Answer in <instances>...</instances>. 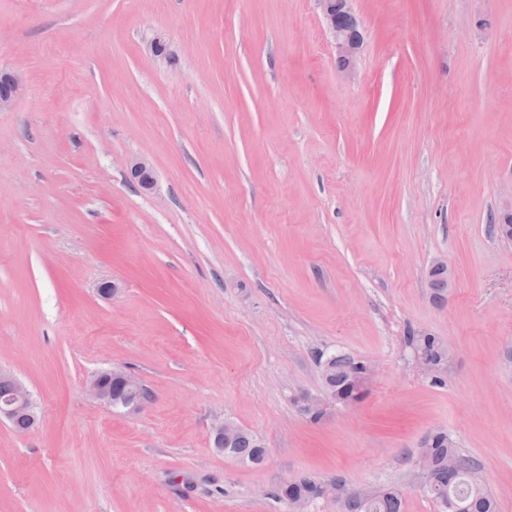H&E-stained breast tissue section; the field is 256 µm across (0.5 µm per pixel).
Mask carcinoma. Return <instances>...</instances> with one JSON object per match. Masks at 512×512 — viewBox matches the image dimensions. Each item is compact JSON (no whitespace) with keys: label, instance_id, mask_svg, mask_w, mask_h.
<instances>
[{"label":"carcinoma","instance_id":"carcinoma-1","mask_svg":"<svg viewBox=\"0 0 512 512\" xmlns=\"http://www.w3.org/2000/svg\"><path fill=\"white\" fill-rule=\"evenodd\" d=\"M428 282L433 300L445 301L448 297L445 275L433 270L428 273ZM404 344L422 353L436 366L430 378L431 382L439 383L448 363V345L437 336L411 329L404 336ZM316 362L323 390L332 401L348 406L364 398L369 381L367 361L343 353L321 352L316 355ZM418 454L427 458L429 466L423 471H413V475L441 512H498L495 496L482 481L479 464L461 452L448 431L439 429L428 434L421 442ZM224 456L259 464L264 459L265 449L253 434L243 428L237 434L224 438ZM332 484L336 485L338 493L349 487L341 477L324 480L302 476L282 485L277 496L288 501L292 509L297 502L309 504L323 498ZM344 506L348 512H402V495L394 486L372 488L363 498L349 496Z\"/></svg>","mask_w":512,"mask_h":512}]
</instances>
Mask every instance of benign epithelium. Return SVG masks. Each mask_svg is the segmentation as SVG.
I'll use <instances>...</instances> for the list:
<instances>
[{
    "instance_id": "benign-epithelium-1",
    "label": "benign epithelium",
    "mask_w": 512,
    "mask_h": 512,
    "mask_svg": "<svg viewBox=\"0 0 512 512\" xmlns=\"http://www.w3.org/2000/svg\"><path fill=\"white\" fill-rule=\"evenodd\" d=\"M322 22L332 38L336 48L339 68L342 72L352 74L354 59L363 43L362 33L354 14L353 0H317ZM23 89L20 78L14 74L0 75V111L10 108ZM130 173L145 191L156 186L152 161L145 157L134 159L130 163ZM119 378L133 391L140 388L138 378L131 372L119 368H110L91 376L86 382L87 396L109 407H116L112 402V379ZM0 381L8 383L7 390L0 393V420L13 422L16 416L26 415L31 427L38 422L32 395L27 386L11 371L0 368ZM238 430V425L228 420H218L212 426L218 451H224V436Z\"/></svg>"
}]
</instances>
